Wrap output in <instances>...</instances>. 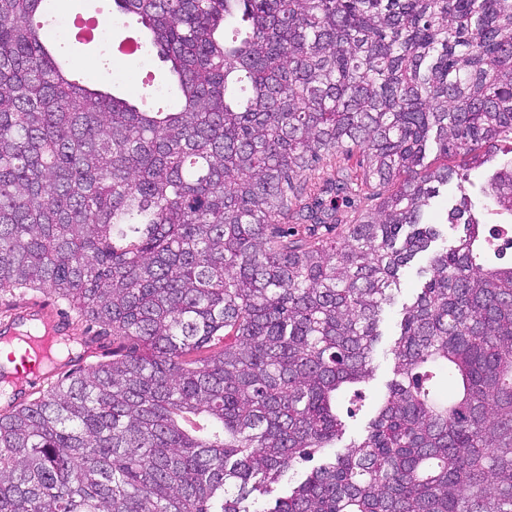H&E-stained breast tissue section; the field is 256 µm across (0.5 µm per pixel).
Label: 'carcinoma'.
<instances>
[{
  "instance_id": "1",
  "label": "carcinoma",
  "mask_w": 512,
  "mask_h": 512,
  "mask_svg": "<svg viewBox=\"0 0 512 512\" xmlns=\"http://www.w3.org/2000/svg\"><path fill=\"white\" fill-rule=\"evenodd\" d=\"M49 2L0 0V292L120 346L0 413V512H512V263L484 222L512 224V0H112L173 111L75 80ZM338 152L379 204L324 242L341 210L302 177ZM453 181L450 240L424 216ZM418 259L366 434L291 483ZM149 73L152 75V80L150 85H143L141 80ZM170 75L168 64L163 62L162 59L156 54V52L152 53V61L148 69L139 71V81H138V104H144L146 108L157 107V106H168L174 107L179 102V96L176 88L173 87L172 91L168 96L164 99H158L154 95V88L157 85H161L163 83L169 82Z\"/></svg>"
}]
</instances>
